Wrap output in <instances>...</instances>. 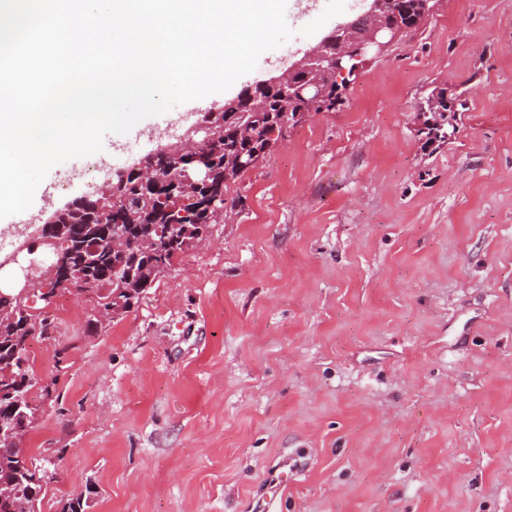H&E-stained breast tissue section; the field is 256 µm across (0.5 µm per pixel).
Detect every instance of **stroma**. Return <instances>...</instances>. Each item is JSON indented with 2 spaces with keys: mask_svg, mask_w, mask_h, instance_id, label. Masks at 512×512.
I'll use <instances>...</instances> for the list:
<instances>
[{
  "mask_svg": "<svg viewBox=\"0 0 512 512\" xmlns=\"http://www.w3.org/2000/svg\"><path fill=\"white\" fill-rule=\"evenodd\" d=\"M437 88L467 108L425 149L416 106ZM192 110L114 137L59 206ZM225 196L209 245L129 312L90 336V303L62 290L30 340L53 386L29 395L24 445L58 473L39 512H512V0H437Z\"/></svg>",
  "mask_w": 512,
  "mask_h": 512,
  "instance_id": "stroma-1",
  "label": "stroma"
}]
</instances>
